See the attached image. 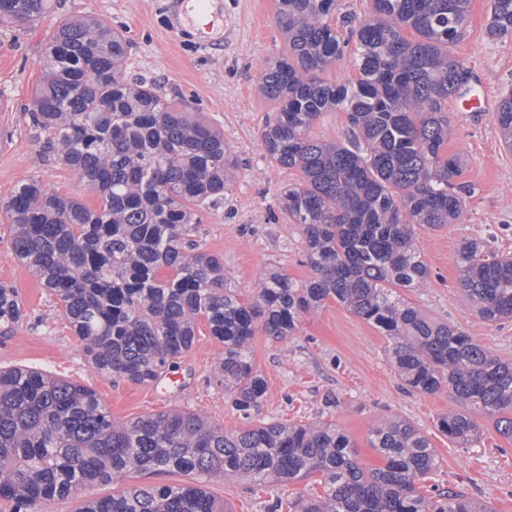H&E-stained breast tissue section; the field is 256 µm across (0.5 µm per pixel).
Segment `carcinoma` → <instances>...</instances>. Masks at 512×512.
<instances>
[{"label": "carcinoma", "mask_w": 512, "mask_h": 512, "mask_svg": "<svg viewBox=\"0 0 512 512\" xmlns=\"http://www.w3.org/2000/svg\"><path fill=\"white\" fill-rule=\"evenodd\" d=\"M58 0H0V26L36 25ZM471 0H371L347 14L335 0H278L286 52L258 82L276 105L261 139L269 160L301 181L282 194L300 225L312 277L271 272L247 297L228 287L221 258L190 238L202 211L224 198L236 162L224 133L155 82L128 79L129 44L102 17L58 18L33 93L42 152L99 199L90 208L37 179L3 209L15 258L56 299L87 363L99 374L153 385L192 349L200 321L224 345L215 378L233 408L260 411L266 381L254 367L257 326L292 337L301 318L333 300L385 336L410 392L446 388L460 408L436 427L464 448L482 436L473 412L512 440V361L461 328L439 322L400 290L430 278L416 244L464 215L468 184L448 155V99L467 73L451 52ZM488 34L512 39V0H491ZM350 58L353 81L321 74ZM347 117V140L311 135L324 112ZM495 118L512 148V91ZM455 262L466 301L489 322L512 320V257L481 238ZM24 318L18 292L0 284V335ZM365 469L336 425L269 422L227 433L202 414L170 409L118 421L95 390L25 366L0 367V512H231L205 488L213 478L286 487L319 476L320 495L276 497L267 512H494L463 492L426 495L438 466L426 433L401 417L380 421ZM180 472L190 484L133 483L99 497L97 486Z\"/></svg>", "instance_id": "carcinoma-1"}]
</instances>
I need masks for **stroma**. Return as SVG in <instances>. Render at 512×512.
<instances>
[{"instance_id":"obj_1","label":"stroma","mask_w":512,"mask_h":512,"mask_svg":"<svg viewBox=\"0 0 512 512\" xmlns=\"http://www.w3.org/2000/svg\"><path fill=\"white\" fill-rule=\"evenodd\" d=\"M217 2L224 33L208 45L199 43L194 28L172 31L170 24L183 9L180 0H61V11L104 17L129 42V77L155 80L223 129L237 163L235 182L223 201L204 213L193 237L223 259L228 283L245 291L270 271L304 281L312 271L301 229L289 222L280 204L284 188L299 175L271 166L261 141L275 111L256 78L285 51L277 0ZM490 4L472 0L465 35L451 48L462 63L476 65L492 106L488 112L448 111V152L462 158L463 180L472 188L466 215L461 223L418 231L431 276L426 287L408 291L407 298L428 317L461 327L495 355L512 360V322H487L473 312L459 290L454 261L461 243L472 238L490 240L498 253L512 255V150L493 113L501 96L512 90V41L489 37ZM55 21L50 15L34 26L0 27V203L34 177L86 204L95 201L68 170L43 160L28 112ZM0 283L17 288L26 312L13 335L0 336V365L32 367L90 387L121 421L177 407L206 415L229 433L249 427V419L232 408L214 379L224 348L207 327H200L194 346L179 361L180 385L167 391L98 374L86 363L53 296L15 258L10 219L1 211ZM252 352L267 383L261 418L336 423L367 467L382 464L370 446L375 424L386 416L406 418L427 433L437 453L438 468L424 492L461 491L490 501L496 512H512V440L503 439L485 419L478 442L465 448L450 442L435 423L456 408L452 394L407 392L386 338L341 305L329 301L306 315L291 338L277 340L257 330ZM207 490L232 512H265L269 500L284 492L273 484L257 487L235 480L211 481Z\"/></svg>"}]
</instances>
